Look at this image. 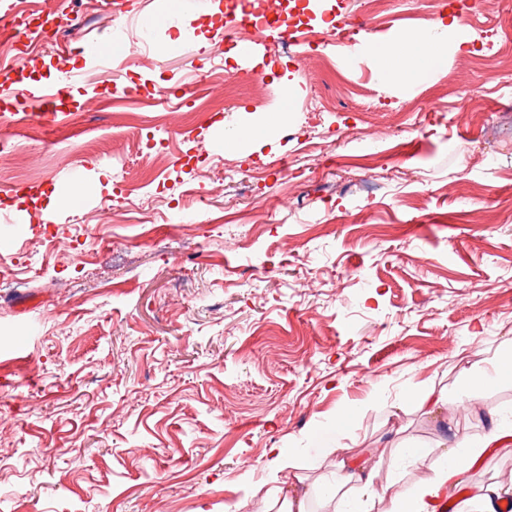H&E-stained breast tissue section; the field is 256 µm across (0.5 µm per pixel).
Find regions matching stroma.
<instances>
[{
	"label": "stroma",
	"instance_id": "stroma-1",
	"mask_svg": "<svg viewBox=\"0 0 512 512\" xmlns=\"http://www.w3.org/2000/svg\"><path fill=\"white\" fill-rule=\"evenodd\" d=\"M121 2L127 56L81 69L54 123L17 127L13 94L109 40L99 0L20 42L30 66L0 63V137L23 144L0 160V512H264L273 448L316 456L310 508L331 512L338 407L351 457L479 440L487 409L512 422V379L458 387L512 349V0L463 15L466 50L390 87L349 52L461 0H384L361 26L364 0H280L299 41L266 30L248 60L217 0ZM221 64L235 82L216 99ZM272 80L292 88L282 123L212 150L266 121ZM77 173L86 202L47 209ZM431 382L471 418L403 402Z\"/></svg>",
	"mask_w": 512,
	"mask_h": 512
}]
</instances>
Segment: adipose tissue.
Returning a JSON list of instances; mask_svg holds the SVG:
<instances>
[{
  "mask_svg": "<svg viewBox=\"0 0 512 512\" xmlns=\"http://www.w3.org/2000/svg\"><path fill=\"white\" fill-rule=\"evenodd\" d=\"M467 43L462 21L453 15L448 21L433 22L422 29L404 32L388 43L361 41L358 48L374 59L384 83L395 84L403 74H421L431 61L447 54L449 46L461 47ZM502 439L501 428L495 425L476 446L445 448L434 459L422 449H408L413 463H431L433 475L390 499L387 512H433L436 499L454 500L469 481L466 460L482 456L488 448L499 445ZM270 454L276 459L279 470L288 471L289 477L267 491L265 503L275 506L277 512H311L309 492L298 473V463L284 456L279 448L271 449ZM386 459L387 448L383 445L357 458L337 452L333 465L338 475L337 494L344 497L356 492L365 498H374L380 483L381 466Z\"/></svg>",
  "mask_w": 512,
  "mask_h": 512,
  "instance_id": "obj_1",
  "label": "adipose tissue"
}]
</instances>
